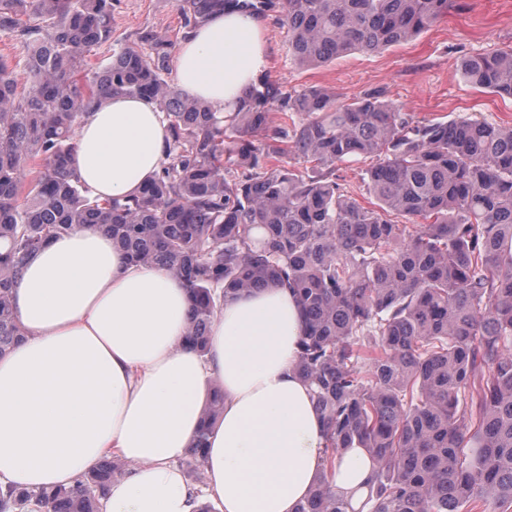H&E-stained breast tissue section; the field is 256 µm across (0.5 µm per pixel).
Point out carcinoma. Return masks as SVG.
Segmentation results:
<instances>
[{
    "mask_svg": "<svg viewBox=\"0 0 512 512\" xmlns=\"http://www.w3.org/2000/svg\"><path fill=\"white\" fill-rule=\"evenodd\" d=\"M450 5L176 0L185 29L227 7L280 9L300 67L398 45ZM0 34L23 48L13 65L0 58V355L24 336L11 294L28 257L97 227L132 262L184 281L201 351L226 298L292 291L305 315L297 367L326 427L320 481L298 512H349L329 488L345 448L375 464L366 512H512V126L416 121L382 87L346 103L267 76L237 111L216 112L167 80V40L147 34L151 52L126 46L91 65L112 41V0H0ZM458 70L512 98V48L463 54ZM102 95L149 97L165 115L168 163L137 195L93 197L71 168L75 130ZM355 158L376 159L368 206L336 181ZM223 408L216 389L189 451L198 482ZM124 471L112 456L73 489L0 487V512H103Z\"/></svg>",
    "mask_w": 512,
    "mask_h": 512,
    "instance_id": "1",
    "label": "carcinoma"
}]
</instances>
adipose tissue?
Masks as SVG:
<instances>
[{
    "instance_id": "ef3b65f1",
    "label": "adipose tissue",
    "mask_w": 512,
    "mask_h": 512,
    "mask_svg": "<svg viewBox=\"0 0 512 512\" xmlns=\"http://www.w3.org/2000/svg\"><path fill=\"white\" fill-rule=\"evenodd\" d=\"M267 66L263 21L218 12L182 44L176 81L231 112ZM75 142L76 175L103 197L137 194L168 158L164 114L141 97H102ZM12 296L25 335L0 356V486L70 488L112 453L129 469L106 512H192L179 462L216 384L224 412L209 429L205 489L217 512H297L317 484L324 429L297 370L305 324L291 290L226 300L201 353L186 339L182 280L84 226L33 253ZM372 469L365 449H346L332 487L359 501Z\"/></svg>"
}]
</instances>
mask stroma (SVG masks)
I'll return each mask as SVG.
<instances>
[{"mask_svg":"<svg viewBox=\"0 0 512 512\" xmlns=\"http://www.w3.org/2000/svg\"><path fill=\"white\" fill-rule=\"evenodd\" d=\"M269 43L267 75L287 87H314L352 100L370 87H382L400 111L419 120L446 121L475 116L512 125V99L466 86L458 58L512 47V0H460L428 31L388 49L352 52L313 68L293 66L288 33L280 13L265 17ZM180 15L175 0H113L112 41L100 48L95 66H103L114 49L134 46L150 31L181 46Z\"/></svg>","mask_w":512,"mask_h":512,"instance_id":"stroma-1","label":"stroma"}]
</instances>
